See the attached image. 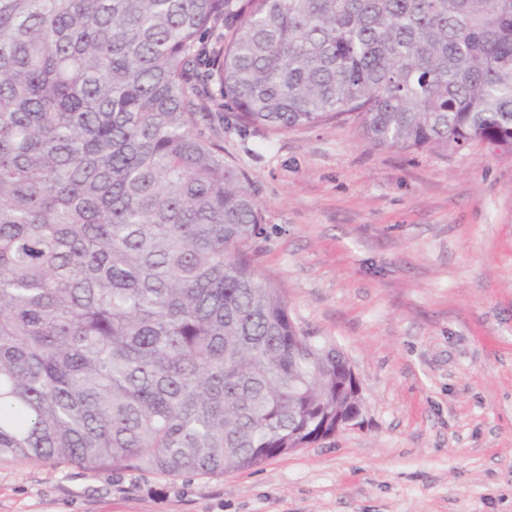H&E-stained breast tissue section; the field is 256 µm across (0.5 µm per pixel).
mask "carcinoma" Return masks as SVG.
Instances as JSON below:
<instances>
[{
    "mask_svg": "<svg viewBox=\"0 0 512 512\" xmlns=\"http://www.w3.org/2000/svg\"><path fill=\"white\" fill-rule=\"evenodd\" d=\"M512 146V0H0V460L219 477L332 435L336 344L196 132Z\"/></svg>",
    "mask_w": 512,
    "mask_h": 512,
    "instance_id": "obj_1",
    "label": "carcinoma"
}]
</instances>
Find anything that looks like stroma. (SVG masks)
I'll list each match as a JSON object with an SVG mask.
<instances>
[{
  "instance_id": "obj_1",
  "label": "stroma",
  "mask_w": 512,
  "mask_h": 512,
  "mask_svg": "<svg viewBox=\"0 0 512 512\" xmlns=\"http://www.w3.org/2000/svg\"><path fill=\"white\" fill-rule=\"evenodd\" d=\"M198 129L263 210L259 272L347 354L357 425L220 478L3 460L0 512H512V153Z\"/></svg>"
}]
</instances>
